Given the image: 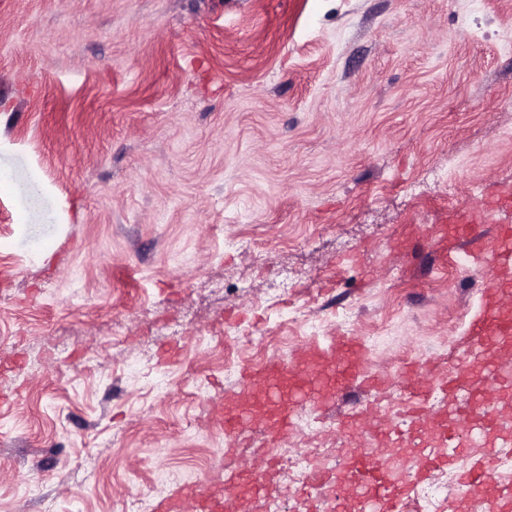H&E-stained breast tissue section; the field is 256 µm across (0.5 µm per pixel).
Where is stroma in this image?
<instances>
[{
    "instance_id": "1",
    "label": "stroma",
    "mask_w": 512,
    "mask_h": 512,
    "mask_svg": "<svg viewBox=\"0 0 512 512\" xmlns=\"http://www.w3.org/2000/svg\"><path fill=\"white\" fill-rule=\"evenodd\" d=\"M2 172L0 512H123L220 468L218 397L260 365L228 331L287 364L366 346L385 401L303 407L277 445L336 470L482 306L497 228L426 229L512 187V0H0ZM453 473L403 512H448ZM334 497L281 470L248 512Z\"/></svg>"
}]
</instances>
